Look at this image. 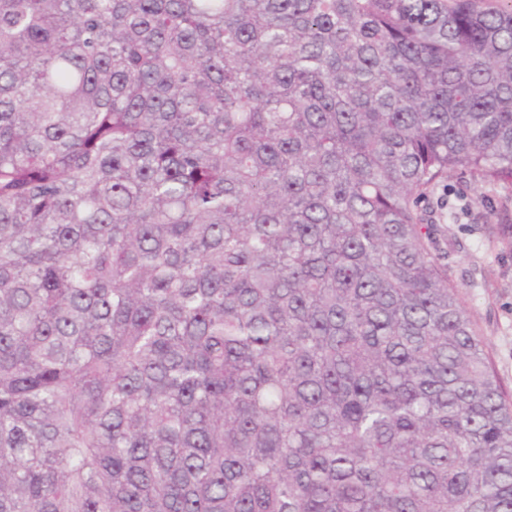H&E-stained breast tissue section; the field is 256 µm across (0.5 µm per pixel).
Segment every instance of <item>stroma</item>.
Masks as SVG:
<instances>
[{
  "label": "stroma",
  "instance_id": "obj_1",
  "mask_svg": "<svg viewBox=\"0 0 512 512\" xmlns=\"http://www.w3.org/2000/svg\"><path fill=\"white\" fill-rule=\"evenodd\" d=\"M448 277L482 333L500 383L512 391V188L458 175L429 193Z\"/></svg>",
  "mask_w": 512,
  "mask_h": 512
}]
</instances>
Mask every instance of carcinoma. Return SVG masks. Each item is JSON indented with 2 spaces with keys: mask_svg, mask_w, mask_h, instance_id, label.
Here are the masks:
<instances>
[{
  "mask_svg": "<svg viewBox=\"0 0 512 512\" xmlns=\"http://www.w3.org/2000/svg\"><path fill=\"white\" fill-rule=\"evenodd\" d=\"M459 172L512 0H0V512H512Z\"/></svg>",
  "mask_w": 512,
  "mask_h": 512,
  "instance_id": "obj_1",
  "label": "carcinoma"
}]
</instances>
